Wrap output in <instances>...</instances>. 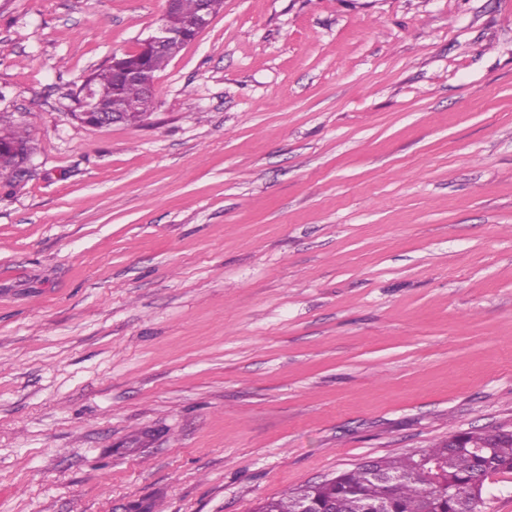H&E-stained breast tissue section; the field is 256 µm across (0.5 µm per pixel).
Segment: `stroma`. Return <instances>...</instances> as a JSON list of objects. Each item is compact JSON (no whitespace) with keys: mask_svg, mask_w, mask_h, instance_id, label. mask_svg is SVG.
<instances>
[{"mask_svg":"<svg viewBox=\"0 0 512 512\" xmlns=\"http://www.w3.org/2000/svg\"><path fill=\"white\" fill-rule=\"evenodd\" d=\"M164 0H0V512H254L512 428V0H224L144 125L71 94ZM11 127L8 118L0 115V179L6 178L9 183L15 185L21 181L18 176L20 162L7 147L13 142H29V140L25 132L12 130Z\"/></svg>","mask_w":512,"mask_h":512,"instance_id":"1","label":"stroma"}]
</instances>
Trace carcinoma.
Listing matches in <instances>:
<instances>
[{
    "label": "carcinoma",
    "mask_w": 512,
    "mask_h": 512,
    "mask_svg": "<svg viewBox=\"0 0 512 512\" xmlns=\"http://www.w3.org/2000/svg\"><path fill=\"white\" fill-rule=\"evenodd\" d=\"M184 45L185 41L174 40L160 57L146 58L132 51L119 56L117 61L127 69L148 67L157 73L169 64ZM87 81L93 84L95 101L100 110L110 111L112 103L117 102L124 107V111L133 113L131 124L136 125L147 118V114L139 110L142 100L140 85L120 82L119 74L112 65L95 70ZM26 141L27 134L10 129L8 118L0 115V179L4 178L14 185L21 181L18 176L20 162L9 145ZM454 443V447L448 442L424 450L427 456L446 462L441 480L434 483L421 478L418 456L415 454L381 457L374 462L377 470L402 477L397 492H391L386 483L359 465L325 483L309 486L311 495L326 502H336L343 512H368V505L387 500L391 501L392 512H456L460 495L471 494L478 499L483 498L485 489L474 485L476 474L493 476L512 473V431L502 428L463 431L454 436ZM300 492L301 489L297 488L277 499L266 500L259 507H266L269 512H297Z\"/></svg>",
    "instance_id": "cac0c4a2"
}]
</instances>
